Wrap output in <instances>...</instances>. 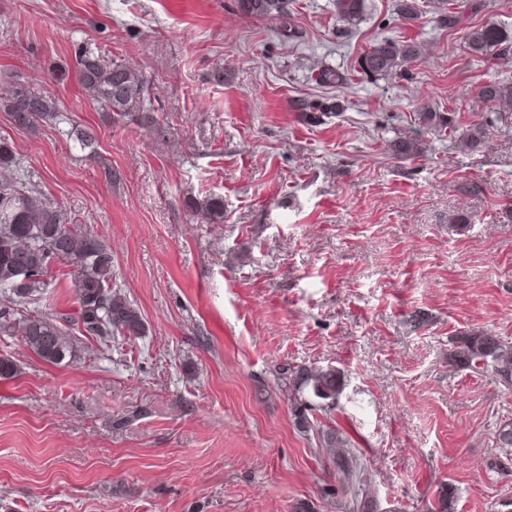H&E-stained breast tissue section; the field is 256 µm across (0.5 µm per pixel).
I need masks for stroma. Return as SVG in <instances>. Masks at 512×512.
Returning <instances> with one entry per match:
<instances>
[{"label":"stroma","instance_id":"1","mask_svg":"<svg viewBox=\"0 0 512 512\" xmlns=\"http://www.w3.org/2000/svg\"><path fill=\"white\" fill-rule=\"evenodd\" d=\"M368 2L350 27L332 0H293L286 22L235 0H0V93L27 78L97 142L26 135L3 111L0 136L108 244L112 283L147 328L108 353L80 337L59 365L0 335L16 366L0 378V512H346L342 474L273 388L297 365L343 370L328 420L361 449L379 512H427L444 483L456 512H504L512 474L485 461L512 391L449 367L448 351L468 328L512 339V105L476 152L430 134L424 156L397 159L388 143L427 106L456 110L464 130L484 120L478 91L512 76V54L474 55L464 31L438 26V0H417L410 22L397 0ZM380 36L421 43L423 59L377 81L354 73ZM83 41L144 75L152 126L86 99L72 74ZM323 66L351 70L350 85L324 91L311 79ZM327 93L338 116L292 112ZM212 194L220 224L185 206ZM69 273L54 266L44 314L75 315Z\"/></svg>","mask_w":512,"mask_h":512}]
</instances>
